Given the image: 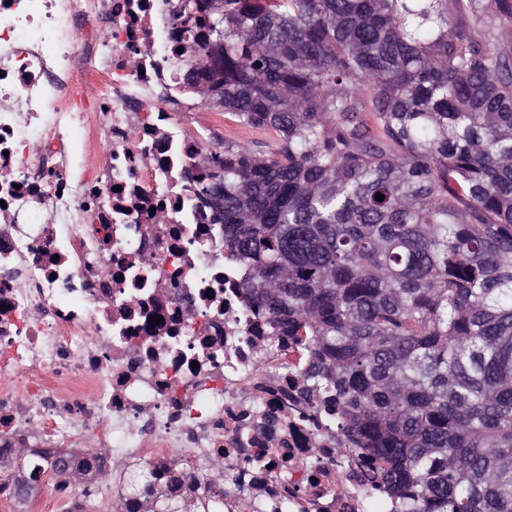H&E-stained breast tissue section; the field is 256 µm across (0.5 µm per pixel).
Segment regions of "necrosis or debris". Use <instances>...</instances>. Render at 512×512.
<instances>
[{
  "mask_svg": "<svg viewBox=\"0 0 512 512\" xmlns=\"http://www.w3.org/2000/svg\"><path fill=\"white\" fill-rule=\"evenodd\" d=\"M177 5L0 0V447L102 432L109 502L176 461L172 495L224 512H366L195 191Z\"/></svg>",
  "mask_w": 512,
  "mask_h": 512,
  "instance_id": "necrosis-or-debris-1",
  "label": "necrosis or debris"
}]
</instances>
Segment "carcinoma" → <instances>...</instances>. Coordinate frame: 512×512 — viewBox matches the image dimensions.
Instances as JSON below:
<instances>
[{"label": "carcinoma", "instance_id": "cac0c4a2", "mask_svg": "<svg viewBox=\"0 0 512 512\" xmlns=\"http://www.w3.org/2000/svg\"><path fill=\"white\" fill-rule=\"evenodd\" d=\"M222 43L224 112L270 136L220 169L245 303L387 512H512V0H180ZM384 195L381 201L376 194ZM133 475L116 512H179ZM471 24L477 35H491L505 48L512 49V40L509 39V32L512 31V20L500 19L490 13H483L479 19L472 20Z\"/></svg>", "mask_w": 512, "mask_h": 512}]
</instances>
